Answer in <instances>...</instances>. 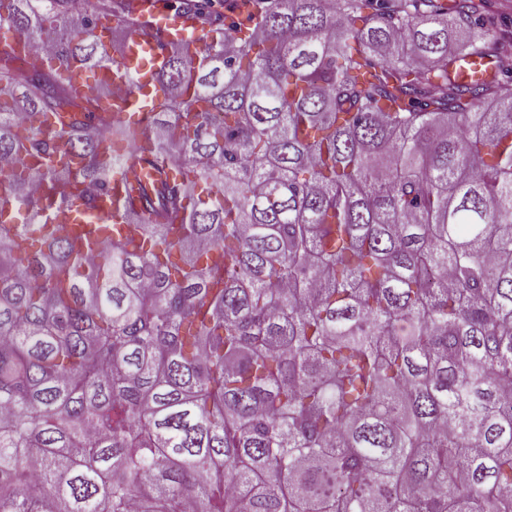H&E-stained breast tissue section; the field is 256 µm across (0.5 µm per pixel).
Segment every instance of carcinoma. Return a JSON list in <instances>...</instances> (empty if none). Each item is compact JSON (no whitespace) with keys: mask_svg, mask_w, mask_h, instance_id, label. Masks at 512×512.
Masks as SVG:
<instances>
[{"mask_svg":"<svg viewBox=\"0 0 512 512\" xmlns=\"http://www.w3.org/2000/svg\"><path fill=\"white\" fill-rule=\"evenodd\" d=\"M0 0V512H512V34L490 0ZM495 74L463 80L462 56ZM148 168L103 235L93 200ZM87 197L59 228L72 189ZM162 0H138L136 13L150 20L132 41L119 52L117 69L137 67L140 73L161 66L164 54L161 42L191 40L197 31L195 24L183 16L171 15ZM112 69L101 68L97 70H88L83 67H71L69 77L77 85H93L99 82H109L108 78L113 74Z\"/></svg>","mask_w":512,"mask_h":512,"instance_id":"cac0c4a2","label":"carcinoma"}]
</instances>
